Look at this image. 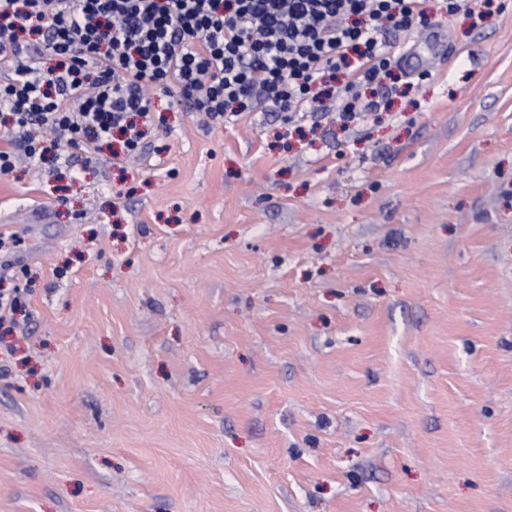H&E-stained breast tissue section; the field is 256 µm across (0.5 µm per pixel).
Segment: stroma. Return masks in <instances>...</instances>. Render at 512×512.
I'll return each mask as SVG.
<instances>
[{
  "label": "stroma",
  "mask_w": 512,
  "mask_h": 512,
  "mask_svg": "<svg viewBox=\"0 0 512 512\" xmlns=\"http://www.w3.org/2000/svg\"><path fill=\"white\" fill-rule=\"evenodd\" d=\"M386 39L360 120L0 174V512H512V0Z\"/></svg>",
  "instance_id": "1"
}]
</instances>
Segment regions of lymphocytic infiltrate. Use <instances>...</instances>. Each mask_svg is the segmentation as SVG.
<instances>
[{
    "mask_svg": "<svg viewBox=\"0 0 512 512\" xmlns=\"http://www.w3.org/2000/svg\"><path fill=\"white\" fill-rule=\"evenodd\" d=\"M465 0H0V123L41 165L65 137L92 161L114 132L129 153L149 117L144 89L179 90L219 118L258 106L294 112L344 75L348 122L361 87L394 79L386 31L430 25ZM33 40H25V33Z\"/></svg>",
    "mask_w": 512,
    "mask_h": 512,
    "instance_id": "obj_1",
    "label": "lymphocytic infiltrate"
}]
</instances>
